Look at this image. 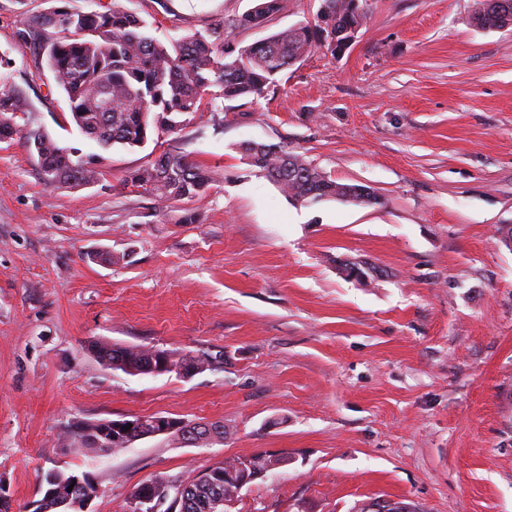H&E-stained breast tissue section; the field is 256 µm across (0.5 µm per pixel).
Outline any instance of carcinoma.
I'll return each instance as SVG.
<instances>
[{
  "label": "carcinoma",
  "mask_w": 512,
  "mask_h": 512,
  "mask_svg": "<svg viewBox=\"0 0 512 512\" xmlns=\"http://www.w3.org/2000/svg\"><path fill=\"white\" fill-rule=\"evenodd\" d=\"M345 2L322 0L334 14L335 28L324 30L317 21L294 25L241 48L233 58L224 49L222 26L165 44L151 34L144 20L117 3L105 11L43 13L23 23L16 36L20 45L46 57L56 85L67 96L73 124L107 151L116 145L141 147L151 129L172 132L181 126L182 116L213 111L218 98L261 97L277 75L317 46L336 52V28L357 21ZM280 5L281 0H257L253 11L237 25L263 28ZM105 99L110 101L108 108L103 106ZM28 111L26 96L8 77L0 76V140L21 134L44 185L75 189L104 177L102 155H79L40 129L18 126L15 118ZM241 152L258 175L274 182L294 202L316 203L339 196L364 203L362 186L336 182L283 146L270 153L247 144ZM213 181L211 172L175 149L161 152L124 179L125 185L159 200L198 199ZM90 349L113 370L125 373L131 367L140 375L152 373V349L148 347L97 340ZM164 353L174 373L183 367H210L208 360L177 350ZM139 433L135 427L127 434H114L110 420L77 421L66 426L62 437L66 445L103 458L126 448ZM72 476L59 469L48 472L40 488L42 497L33 502L32 512H82L83 498L96 493L97 487L94 483L85 488L74 485ZM150 484L182 489L180 512H206L207 494L197 481L181 486L157 476Z\"/></svg>",
  "instance_id": "cac0c4a2"
}]
</instances>
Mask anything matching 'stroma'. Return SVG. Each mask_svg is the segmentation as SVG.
Listing matches in <instances>:
<instances>
[{
    "label": "stroma",
    "mask_w": 512,
    "mask_h": 512,
    "mask_svg": "<svg viewBox=\"0 0 512 512\" xmlns=\"http://www.w3.org/2000/svg\"><path fill=\"white\" fill-rule=\"evenodd\" d=\"M160 41L224 26L232 48L316 19L282 0H0V73L28 98L19 124L95 151L46 65L16 31L38 14L112 3ZM474 0H367L353 44L318 48L264 97L228 102L147 146L104 154V179L45 186L20 137L0 141V488L13 512L43 473H90L89 512H132V492L186 484L216 462L285 453L231 512H512V25L484 29ZM287 146L372 205L294 203L245 163ZM174 149L216 174L161 201L129 173ZM196 223H182L186 213ZM379 277L359 281L344 261ZM176 349L206 370L130 376L90 341ZM167 416L220 421L223 441L164 435L95 458L68 423ZM253 11L243 15L237 22L244 28L265 27L269 18L280 10L281 0H257Z\"/></svg>",
    "instance_id": "obj_1"
}]
</instances>
